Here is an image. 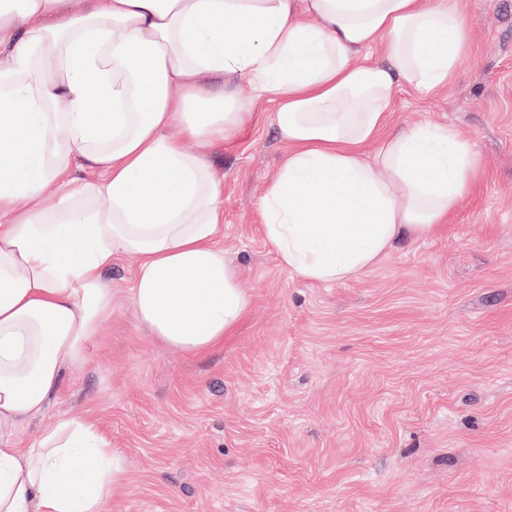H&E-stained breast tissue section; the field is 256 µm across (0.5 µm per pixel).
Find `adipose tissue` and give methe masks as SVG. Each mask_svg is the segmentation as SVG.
I'll use <instances>...</instances> for the list:
<instances>
[{
    "label": "adipose tissue",
    "instance_id": "adipose-tissue-1",
    "mask_svg": "<svg viewBox=\"0 0 512 512\" xmlns=\"http://www.w3.org/2000/svg\"><path fill=\"white\" fill-rule=\"evenodd\" d=\"M70 2L0 0V512H103L125 475L87 419L18 441L111 318L114 259L135 260L137 317L171 347L205 353L245 317L207 152L250 98L272 99L287 147L262 232L307 281L440 231L480 168L451 127H388L397 87H446L468 51L451 0Z\"/></svg>",
    "mask_w": 512,
    "mask_h": 512
}]
</instances>
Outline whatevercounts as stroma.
Segmentation results:
<instances>
[{
  "label": "stroma",
  "mask_w": 512,
  "mask_h": 512,
  "mask_svg": "<svg viewBox=\"0 0 512 512\" xmlns=\"http://www.w3.org/2000/svg\"><path fill=\"white\" fill-rule=\"evenodd\" d=\"M457 2L468 55L443 89L399 87L389 119L455 127L482 159L445 229L353 280L290 274L259 218L285 146L254 100L209 152L247 316L206 354L169 347L117 258L111 319L22 447L92 418L126 459L104 512H512V0Z\"/></svg>",
  "instance_id": "obj_1"
}]
</instances>
